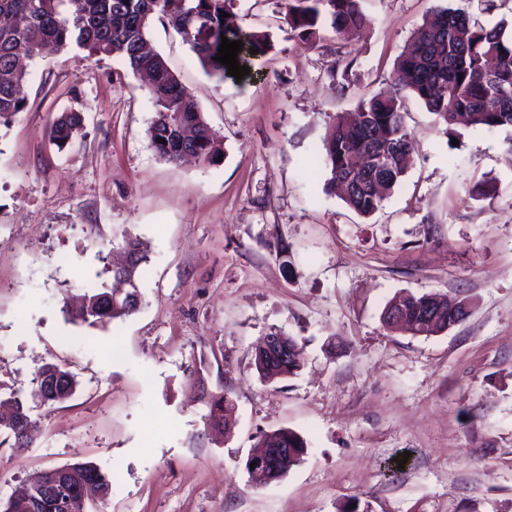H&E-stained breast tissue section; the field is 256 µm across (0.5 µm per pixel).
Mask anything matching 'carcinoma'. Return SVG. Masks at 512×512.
Segmentation results:
<instances>
[{"label": "carcinoma", "mask_w": 512, "mask_h": 512, "mask_svg": "<svg viewBox=\"0 0 512 512\" xmlns=\"http://www.w3.org/2000/svg\"><path fill=\"white\" fill-rule=\"evenodd\" d=\"M155 19L174 30L206 73L220 80L227 66L213 57L222 37L243 42L237 57L242 66H251L274 49L270 33L238 24L231 0H0V125L25 111L29 67L43 57L46 47L57 52L78 49L90 58L116 56L133 75L149 78L146 88L157 112L148 136L161 159L176 165L190 151L205 163L216 161L214 135L198 102L163 55L147 48V33ZM284 23L293 38L310 49L322 40L325 29L349 35L364 28L369 18L361 0H285ZM507 27L504 19L492 26L473 23L459 9L433 11L398 57L392 74L394 92L362 98L355 111L336 114L323 139V161L329 172L325 186L348 183L344 201L363 217L382 206L411 164L413 143L402 112L405 93L436 114L446 133L459 127L512 129V33ZM253 47L258 53H250ZM81 126L79 113L63 112L51 126L50 139L62 150ZM160 138L166 143L158 142ZM377 152L383 170L353 168L355 157ZM118 246L128 262L112 268L113 277L138 283L139 267L147 261L144 243L124 231ZM83 299L76 319L88 326L138 311L112 297L105 287L86 292ZM392 302L400 303L406 330L414 336L436 335L456 321L454 310L438 292L405 293ZM427 307L443 312L433 327L423 320ZM254 365L261 378L274 382L295 374L300 362H271L257 351ZM6 395V402L26 417L27 431L34 433L40 419L32 416L33 406L45 405L39 378L33 379L29 390L11 388ZM201 402L207 408V423L227 427L229 402L224 391H205ZM260 445L305 448L300 435L287 428L263 434Z\"/></svg>", "instance_id": "1"}]
</instances>
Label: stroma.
<instances>
[{"label": "stroma", "mask_w": 512, "mask_h": 512, "mask_svg": "<svg viewBox=\"0 0 512 512\" xmlns=\"http://www.w3.org/2000/svg\"><path fill=\"white\" fill-rule=\"evenodd\" d=\"M363 0L367 27L304 49L278 27L281 0H233L275 48L241 80L207 76L161 22L148 36L221 143L217 162L159 159L156 107L120 59L50 55L30 67L28 105L0 127V383L29 389L47 364L78 386L38 407L27 448L0 445V501L44 470L91 462L112 475L94 512H512V132L457 138L414 97V151L371 217L323 189L310 165L336 113L389 87L397 57L437 5L512 24V0ZM351 54V86L330 77ZM82 113L75 144L48 128ZM128 231L147 245L142 301L94 327L61 308L111 285L100 260ZM472 303L439 335L386 327L402 292ZM303 348L297 373L264 382L256 345ZM234 402L228 436L202 390ZM287 428L300 460L252 478L260 436Z\"/></svg>", "instance_id": "obj_1"}]
</instances>
